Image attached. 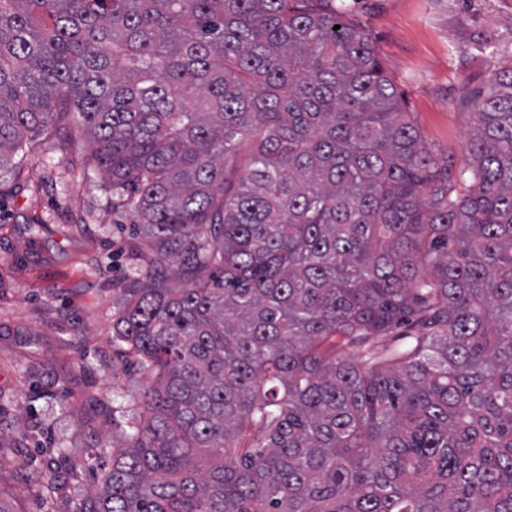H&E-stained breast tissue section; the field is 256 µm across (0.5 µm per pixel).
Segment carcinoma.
<instances>
[{
	"label": "carcinoma",
	"instance_id": "cac0c4a2",
	"mask_svg": "<svg viewBox=\"0 0 512 512\" xmlns=\"http://www.w3.org/2000/svg\"><path fill=\"white\" fill-rule=\"evenodd\" d=\"M465 103L459 186L332 0H0V179L62 132L152 240L76 512H512V67Z\"/></svg>",
	"mask_w": 512,
	"mask_h": 512
}]
</instances>
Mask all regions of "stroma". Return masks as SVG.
Listing matches in <instances>:
<instances>
[{
  "mask_svg": "<svg viewBox=\"0 0 512 512\" xmlns=\"http://www.w3.org/2000/svg\"><path fill=\"white\" fill-rule=\"evenodd\" d=\"M365 24L424 141L468 166L464 98L512 66V0H334ZM80 148L34 143L0 182V507L71 512L102 479L96 442L126 443L145 375L112 342L117 284L151 255ZM44 472L34 483V472Z\"/></svg>",
  "mask_w": 512,
  "mask_h": 512,
  "instance_id": "obj_1",
  "label": "stroma"
}]
</instances>
